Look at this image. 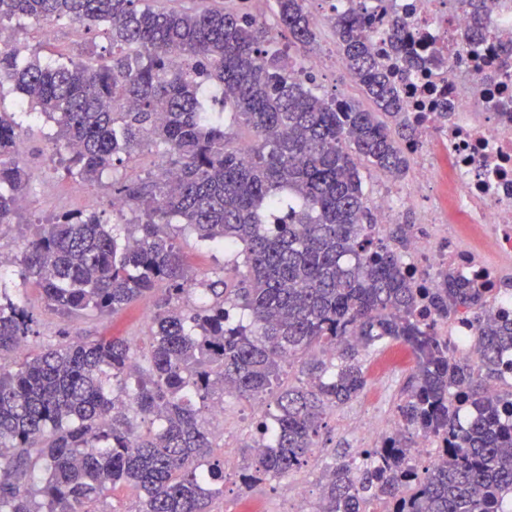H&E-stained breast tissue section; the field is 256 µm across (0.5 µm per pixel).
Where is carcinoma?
<instances>
[{
  "label": "carcinoma",
  "mask_w": 512,
  "mask_h": 512,
  "mask_svg": "<svg viewBox=\"0 0 512 512\" xmlns=\"http://www.w3.org/2000/svg\"><path fill=\"white\" fill-rule=\"evenodd\" d=\"M307 0H274L288 48L238 0L221 8H159L153 0H0V30L16 21L32 39L49 20L103 28L105 55L61 49L48 56L0 48V83L21 94L17 112L55 126L68 170L100 183L153 143L166 166L145 186L114 191L145 222L122 229L95 213L38 226L17 273L69 318L116 313L164 286L144 345L124 338L64 341L24 351L32 315L0 302V512H91L109 490L140 492L137 512H210L224 492V461L206 419L218 386L269 402L240 478L245 488L300 468L330 409L356 399L367 377L361 352L399 342L413 356L396 405L399 428L359 462L327 472L318 512H509L512 318L484 289L453 272L431 292L416 287L387 232L373 223L361 170L395 179L409 170L416 137L394 82L375 59L362 0L330 22L340 58L374 104L371 112L320 95L294 75L290 49L308 52L317 32ZM479 43L489 32L481 0H462ZM390 42L405 74L421 60L405 50L400 19ZM220 92L222 111L202 98ZM251 136H230L224 113ZM22 123L0 109V226L11 223L33 173L18 151ZM288 223L271 224L272 207ZM235 253L232 272L195 286L173 225ZM470 315L476 358L457 355L418 317ZM322 355L310 356L315 350ZM307 381L285 384L305 356ZM446 444L445 459L412 467L416 436Z\"/></svg>",
  "instance_id": "carcinoma-1"
}]
</instances>
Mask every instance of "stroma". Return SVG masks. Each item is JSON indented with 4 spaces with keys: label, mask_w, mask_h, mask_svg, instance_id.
<instances>
[{
    "label": "stroma",
    "mask_w": 512,
    "mask_h": 512,
    "mask_svg": "<svg viewBox=\"0 0 512 512\" xmlns=\"http://www.w3.org/2000/svg\"><path fill=\"white\" fill-rule=\"evenodd\" d=\"M335 2L308 0V10L323 20L317 30V42L309 53L310 58L322 60L323 65L312 70L310 76L322 93L359 102L367 109L370 101L364 99L345 67L334 62L336 38L329 18ZM53 28L55 43L74 55H95L109 45L108 39L97 29L81 31L65 20L54 22ZM23 130L22 139L26 144L23 159L33 170L35 179L11 224L0 228V252L20 255L36 224L53 221L67 212L94 211L111 225L141 223L142 214L135 208L113 211L111 188L90 184L67 173L65 162L53 154L48 137L54 128L45 116L36 112L25 117ZM177 240L199 280H214L223 275L224 265L231 259L223 247H204L187 231L180 233ZM0 281L4 282L11 298L24 302L38 322L37 336L28 340L32 351L69 339L142 338L158 299L157 293L152 292L114 315L91 312L70 319L48 308L40 290L21 282L13 269L0 270ZM378 358L375 352L365 354L364 362L370 372L364 392L350 403L327 412L317 446L300 469L282 478L267 479L250 489L242 488L237 471H228L224 492L213 501L212 512H244L245 507L252 504L257 505L260 512H292L296 488H305L312 500H319L324 475L335 461L355 460L360 449L379 447L380 438L356 429L354 423L360 416L368 415L378 427H386L395 417V406L412 368L406 365L379 377L372 372ZM249 411V403L233 397L225 399L224 433L214 439L216 455L241 460L245 446L252 444L255 434Z\"/></svg>",
    "instance_id": "1"
}]
</instances>
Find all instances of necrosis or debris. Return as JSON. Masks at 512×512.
Wrapping results in <instances>:
<instances>
[{
  "mask_svg": "<svg viewBox=\"0 0 512 512\" xmlns=\"http://www.w3.org/2000/svg\"><path fill=\"white\" fill-rule=\"evenodd\" d=\"M376 56L389 68L387 29L398 16L406 49L425 67L395 83L417 135L407 151L417 161L410 189L388 185L374 201L376 221L394 223L418 208L422 188L448 178V216L424 215L405 262L419 287L434 288L451 268L481 288L496 289V307L512 311L500 290V262L512 264V71L502 41L512 37V0H483L490 38L474 44L469 16L448 0H364Z\"/></svg>",
  "mask_w": 512,
  "mask_h": 512,
  "instance_id": "1",
  "label": "necrosis or debris"
}]
</instances>
